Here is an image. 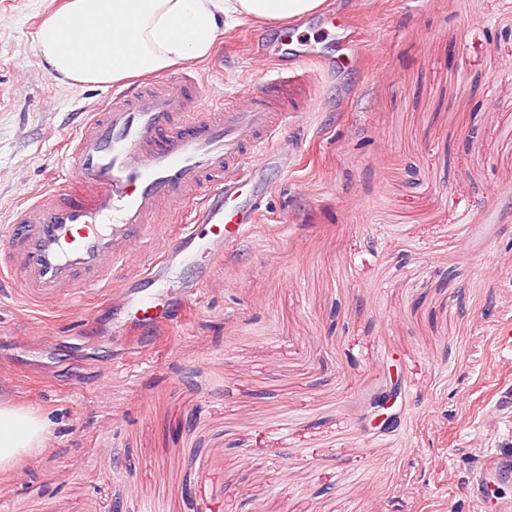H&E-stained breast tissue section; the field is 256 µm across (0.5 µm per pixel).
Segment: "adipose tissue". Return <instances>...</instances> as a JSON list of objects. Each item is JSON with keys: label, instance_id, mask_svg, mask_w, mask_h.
Wrapping results in <instances>:
<instances>
[{"label": "adipose tissue", "instance_id": "adipose-tissue-1", "mask_svg": "<svg viewBox=\"0 0 512 512\" xmlns=\"http://www.w3.org/2000/svg\"><path fill=\"white\" fill-rule=\"evenodd\" d=\"M324 0H66L47 8L36 41L55 79L104 87L205 59L221 31L251 18L295 20ZM37 415L0 403V476L44 447Z\"/></svg>", "mask_w": 512, "mask_h": 512}]
</instances>
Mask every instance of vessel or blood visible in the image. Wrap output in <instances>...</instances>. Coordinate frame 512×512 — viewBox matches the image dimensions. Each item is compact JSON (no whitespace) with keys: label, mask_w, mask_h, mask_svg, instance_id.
I'll list each match as a JSON object with an SVG mask.
<instances>
[{"label":"vessel or blood","mask_w":512,"mask_h":512,"mask_svg":"<svg viewBox=\"0 0 512 512\" xmlns=\"http://www.w3.org/2000/svg\"><path fill=\"white\" fill-rule=\"evenodd\" d=\"M366 50L356 33L334 57L297 46L287 66L256 46L264 84L218 102L187 70L113 87L63 145L69 179L15 208L0 245V288L49 313L81 311L84 297L103 295L117 336L178 331L225 252L252 232L260 174L289 123L314 107L291 105L289 87L309 86V66L331 74ZM177 262L199 272L163 294L157 285ZM510 473L512 458L497 456L473 484L485 489Z\"/></svg>","instance_id":"obj_1"}]
</instances>
